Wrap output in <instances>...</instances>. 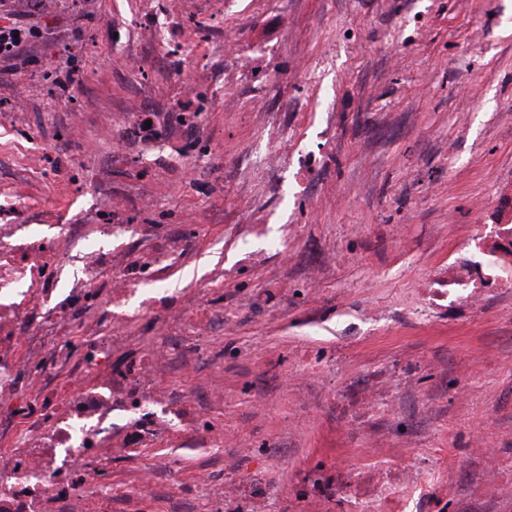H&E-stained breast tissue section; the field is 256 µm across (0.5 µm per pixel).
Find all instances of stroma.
I'll return each mask as SVG.
<instances>
[{
  "label": "stroma",
  "instance_id": "obj_1",
  "mask_svg": "<svg viewBox=\"0 0 512 512\" xmlns=\"http://www.w3.org/2000/svg\"><path fill=\"white\" fill-rule=\"evenodd\" d=\"M233 4L0 0V26L28 31L20 59L0 61V227L49 240L74 224L100 245L102 228L134 226L103 288L115 268L149 287L171 247L166 290L130 330L150 342L205 327L160 378L212 406L224 445L179 457L182 482L150 512H178L219 476L259 490L262 512H294L298 475L366 457L331 392L394 357L439 359L404 409L429 414L424 447L468 477L470 435L495 448L512 434V295L478 317L412 310L455 248L512 222V0ZM228 31L239 82L267 84L254 106L288 130L282 172L228 109ZM250 195L258 214L242 209ZM364 307L389 317L340 334L339 312ZM458 373L464 398H435Z\"/></svg>",
  "mask_w": 512,
  "mask_h": 512
}]
</instances>
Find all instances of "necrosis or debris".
Masks as SVG:
<instances>
[{"label": "necrosis or debris", "instance_id": "obj_1", "mask_svg": "<svg viewBox=\"0 0 512 512\" xmlns=\"http://www.w3.org/2000/svg\"><path fill=\"white\" fill-rule=\"evenodd\" d=\"M65 227L60 246L81 273L78 288H60L52 275L14 293L0 276V512H145L180 473L167 451L219 448L224 434L192 393H172L157 378L168 343L132 349L123 334L122 306L131 291L123 278L97 285L108 251L76 246ZM419 312L453 318L486 311L494 297L512 293V224L495 225L459 246L447 267L417 290ZM82 332L73 344L72 332ZM424 365L415 359L379 364L351 378L336 395L337 422L371 437L369 463L315 468L293 495L298 512H434L445 479L440 466L420 457L395 456L424 438L422 420L395 404L412 392ZM157 460L138 472L137 495L112 480V463ZM479 462L474 482L454 494L482 503H512V470L503 449L483 437L468 441ZM204 505L191 512H255L258 492L223 479L203 485Z\"/></svg>", "mask_w": 512, "mask_h": 512}]
</instances>
